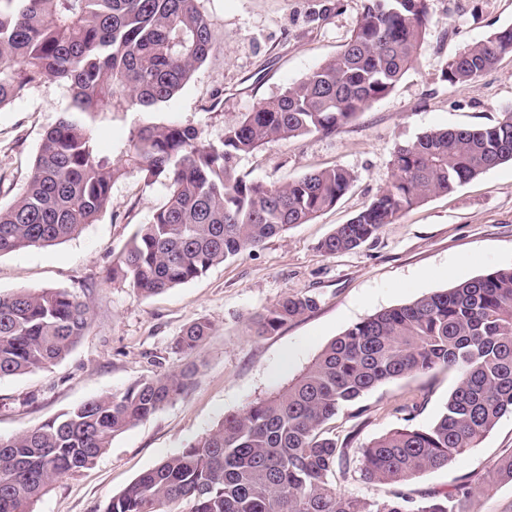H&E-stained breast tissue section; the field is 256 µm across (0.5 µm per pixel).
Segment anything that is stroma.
Instances as JSON below:
<instances>
[{
	"label": "stroma",
	"mask_w": 512,
	"mask_h": 512,
	"mask_svg": "<svg viewBox=\"0 0 512 512\" xmlns=\"http://www.w3.org/2000/svg\"><path fill=\"white\" fill-rule=\"evenodd\" d=\"M431 22L411 68L393 91L335 134L269 143L240 156L237 170L265 184L341 166L353 177L337 205L263 247L211 267L200 277L143 297L108 279L113 260L140 225L166 201L168 188L137 177L117 180L106 210L73 238L0 256V293L59 289L87 300L89 326L54 366L0 379V437L39 427L92 398L186 363L193 385L161 410L115 436L91 468L54 482L36 512H103L112 496L166 457L195 443L225 416L286 387L327 343L351 325L418 296L512 267V163L454 192L435 195L402 213L360 247L336 255L318 245L347 223L392 180L397 146L430 129L494 124L512 110V53L473 84H450L441 68L467 45L512 26V0H428ZM214 33L207 59L159 118L197 129L219 142L227 124L252 111L320 65L349 40L364 0H199ZM69 102L66 88L47 80L0 109V204L21 193L44 132ZM139 112L98 117L100 154L119 157ZM314 297L317 306L264 336L250 317L283 296ZM204 319L212 332L191 355L174 340ZM456 382L436 370L378 385L360 400L366 411L335 422L339 446L357 448L391 430L431 425ZM512 454V415L446 468L404 484L368 483L351 471L337 488L366 498L402 493L414 499L466 479L480 484L500 457Z\"/></svg>",
	"instance_id": "1"
}]
</instances>
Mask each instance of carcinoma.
I'll return each instance as SVG.
<instances>
[{"label":"carcinoma","mask_w":512,"mask_h":512,"mask_svg":"<svg viewBox=\"0 0 512 512\" xmlns=\"http://www.w3.org/2000/svg\"><path fill=\"white\" fill-rule=\"evenodd\" d=\"M199 0H0V109L52 79L69 104L41 138L23 192L0 206V255L53 245L94 223L112 185L135 175L167 182L168 197L140 225L110 275L143 297L185 284L336 206L354 180L343 167L282 185L250 181L236 160L265 144L330 135L387 96L411 67L430 21L428 0H365L344 50L224 129L217 144L198 130L148 121L121 157L100 155L92 123L102 113H157L174 100L213 43ZM512 52V27L467 46L442 66L472 84ZM512 161V112L484 127L434 129L396 147L393 180L319 244L352 250L433 195L449 194ZM316 307L285 295L250 318L263 336ZM89 302L65 290L0 294V378L60 362L88 326ZM212 326L195 321L175 341L198 349ZM443 369L458 375L437 421L403 426L354 449L360 477L404 483L448 466L512 414V267L422 295L370 316L332 339L276 395L228 416L196 443L139 475L103 512H473L468 482L423 501L345 494L347 463L326 425L374 387ZM178 367L102 395L31 430L0 437V512H34L57 479L93 465L112 439L194 383ZM512 483V454L484 484Z\"/></svg>","instance_id":"1"}]
</instances>
